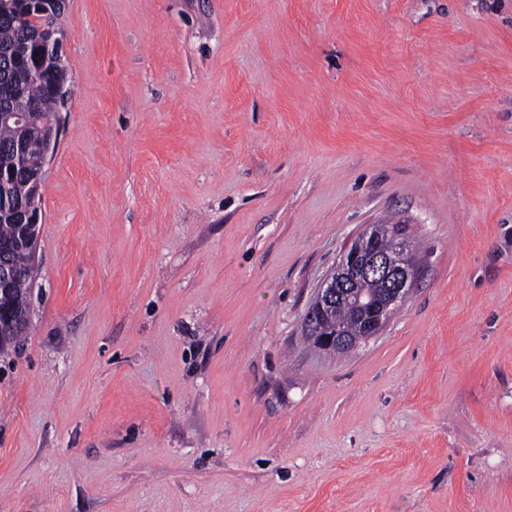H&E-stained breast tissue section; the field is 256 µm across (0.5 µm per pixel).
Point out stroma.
Here are the masks:
<instances>
[{
	"mask_svg": "<svg viewBox=\"0 0 512 512\" xmlns=\"http://www.w3.org/2000/svg\"><path fill=\"white\" fill-rule=\"evenodd\" d=\"M0 512H512V0H67ZM372 224L406 302L308 308ZM377 225L369 226L343 254L309 307L307 334L323 350L348 353L356 347V341L346 331L347 325L357 338L377 336L413 287L417 268L402 226L389 225L386 249H381ZM366 282H371L366 288L373 293L380 288L379 293L369 297L362 288ZM337 311L342 321L348 319L339 321Z\"/></svg>",
	"mask_w": 512,
	"mask_h": 512,
	"instance_id": "stroma-1",
	"label": "stroma"
}]
</instances>
